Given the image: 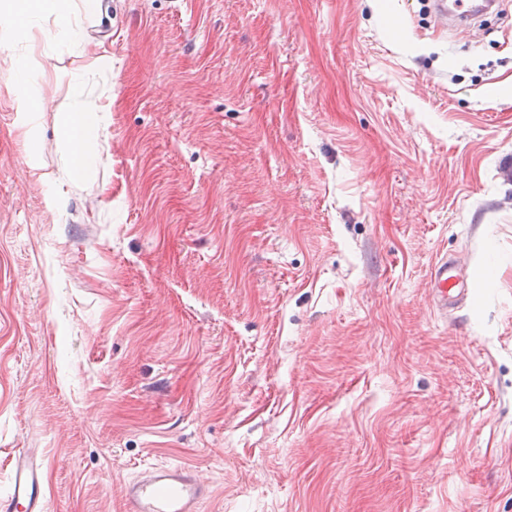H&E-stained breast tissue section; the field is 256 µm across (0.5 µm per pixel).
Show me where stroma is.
Here are the masks:
<instances>
[{
  "instance_id": "35a3bbf8",
  "label": "stroma",
  "mask_w": 512,
  "mask_h": 512,
  "mask_svg": "<svg viewBox=\"0 0 512 512\" xmlns=\"http://www.w3.org/2000/svg\"><path fill=\"white\" fill-rule=\"evenodd\" d=\"M112 0L63 167L71 40L0 18V494L126 512H512V0ZM48 96L24 111L20 92ZM443 257L469 296L436 309ZM493 0H438L435 6L438 16L454 25H463L468 18L477 16L494 4ZM97 43L82 41L75 55L69 85L68 96L72 103L70 112H62L58 121V137L67 152L63 174L70 183L79 184L85 179L96 159V148L90 139V133L101 124L106 105L89 107L86 98L89 95L84 75L103 66L97 52ZM43 461L27 451L15 459L8 493L0 497L1 512H46ZM211 494L207 484L187 467H158L128 483L129 512H199Z\"/></svg>"
}]
</instances>
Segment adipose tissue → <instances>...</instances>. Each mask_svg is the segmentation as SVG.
Returning a JSON list of instances; mask_svg holds the SVG:
<instances>
[{"instance_id": "ef3b65f1", "label": "adipose tissue", "mask_w": 512, "mask_h": 512, "mask_svg": "<svg viewBox=\"0 0 512 512\" xmlns=\"http://www.w3.org/2000/svg\"><path fill=\"white\" fill-rule=\"evenodd\" d=\"M5 7L19 27L26 29L33 20L49 17L53 19L58 32L73 40L77 39L81 30L80 15L102 18L109 11L107 0H6ZM102 65L96 43L83 42L74 58L68 85L72 109L62 113L58 121V137L67 152L63 174L75 184L85 179L95 162L96 148L90 134L98 129L102 121L99 108L86 104L89 90L84 76Z\"/></svg>"}]
</instances>
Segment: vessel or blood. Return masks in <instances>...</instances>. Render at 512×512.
<instances>
[{
  "label": "vessel or blood",
  "mask_w": 512,
  "mask_h": 512,
  "mask_svg": "<svg viewBox=\"0 0 512 512\" xmlns=\"http://www.w3.org/2000/svg\"><path fill=\"white\" fill-rule=\"evenodd\" d=\"M493 0H436L437 14L455 25H463L492 5ZM451 260L439 259L431 273L432 294L439 310L458 305L465 297ZM211 494L207 484L187 467H158L128 483L124 497L128 512H200ZM0 512H45L44 468L42 460L29 452L15 459L10 486L0 497Z\"/></svg>",
  "instance_id": "b4317fda"
}]
</instances>
